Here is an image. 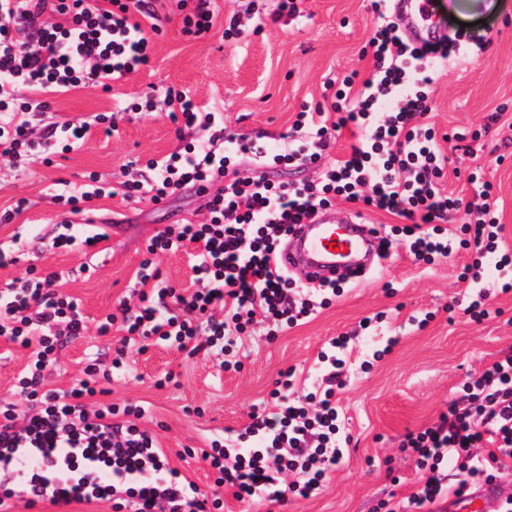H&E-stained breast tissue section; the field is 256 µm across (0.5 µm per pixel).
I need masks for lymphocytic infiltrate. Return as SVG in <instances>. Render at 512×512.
I'll return each mask as SVG.
<instances>
[{
	"label": "lymphocytic infiltrate",
	"mask_w": 512,
	"mask_h": 512,
	"mask_svg": "<svg viewBox=\"0 0 512 512\" xmlns=\"http://www.w3.org/2000/svg\"><path fill=\"white\" fill-rule=\"evenodd\" d=\"M388 2L371 0L378 25L368 43L370 76L346 75L330 105L298 112L292 127L300 137L283 149L270 152L249 135L229 131L222 112L199 107L182 91H150L128 105L131 113L151 112L164 102L172 121L189 129V140L162 160L124 169L116 185L89 173L81 193L64 189L55 201L79 214L102 197L159 204L189 187L205 197L209 219L167 227L147 247L153 257L191 247L194 290L184 295L164 285L159 272L138 273L137 304L121 302L119 315L101 321L100 335L117 323L123 344L164 341L190 357L204 351L221 358L257 327L272 338L315 315L342 294V286L294 290L274 256L295 225L335 197L403 218L416 260L429 264L458 247L474 250L469 307L481 316L488 298L480 284L483 262L501 274L512 270V252L500 248L493 186L482 182L478 202L464 205L441 191L447 158L434 127L421 117L436 81L435 61L448 53L435 44L412 47L388 20ZM168 14L179 18L189 36H206L216 21L213 0H0V156L15 162L37 149L66 153L92 126L108 135L116 131V115L98 113L37 133L30 116L50 105L30 93L110 90L112 82L149 65L152 36ZM348 126L360 130V138L345 159L322 166L319 181L268 178L270 167L322 165L336 132ZM243 164L250 175H240ZM459 210L467 236L456 243L443 222ZM60 279L56 272L29 273L0 289V337L30 351L19 380L27 412L0 404V512H13L19 500L29 507L46 500L59 506L108 501L112 512L220 508V500L193 496V483L171 467L155 435L141 427L142 406L97 401L99 380L125 371L122 357L113 358L106 371L100 359L86 361L69 388L49 387L58 350L87 329L78 302L58 289ZM347 344L343 335L330 339L329 351L318 355L321 380L306 394L289 397L293 374L285 372L269 393L274 411L253 413L236 438L214 439L202 449L217 485L231 488L236 499L271 503L321 487L346 456L336 438L335 395L344 385ZM400 449L415 457L422 475L407 503H395L391 512H426L448 496L495 480L512 462V352L466 381L462 396L449 401L431 426L408 433ZM451 467L465 472V479L449 484Z\"/></svg>",
	"instance_id": "1"
}]
</instances>
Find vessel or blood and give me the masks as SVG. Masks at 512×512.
I'll use <instances>...</instances> for the list:
<instances>
[{"mask_svg": "<svg viewBox=\"0 0 512 512\" xmlns=\"http://www.w3.org/2000/svg\"><path fill=\"white\" fill-rule=\"evenodd\" d=\"M429 6V0H390L391 13L403 20L410 41L437 38ZM278 261L288 270L301 272L309 283L338 280L376 263L374 235L362 220L320 210L296 227Z\"/></svg>", "mask_w": 512, "mask_h": 512, "instance_id": "b4317fda", "label": "vessel or blood"}]
</instances>
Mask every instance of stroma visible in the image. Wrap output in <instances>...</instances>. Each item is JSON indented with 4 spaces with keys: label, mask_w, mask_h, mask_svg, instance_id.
<instances>
[{
    "label": "stroma",
    "mask_w": 512,
    "mask_h": 512,
    "mask_svg": "<svg viewBox=\"0 0 512 512\" xmlns=\"http://www.w3.org/2000/svg\"><path fill=\"white\" fill-rule=\"evenodd\" d=\"M450 0H437L431 18L449 59L434 85L431 120L441 136L448 174L442 188L448 196L471 201L474 187L467 175L482 167L496 189V215L502 241L512 250V0H475V7L449 10ZM249 0H217L216 30L208 36L182 34L178 22L164 24L155 39L148 67L112 83L110 91L72 89L48 94V112L36 125L95 113L118 111L148 86L188 92L201 106H222L225 126L236 133L260 135L261 146H282L302 107L326 104L330 82L356 71L372 72L361 50L371 37L375 19L369 0H304L300 15L269 24L257 34L222 40L221 27L231 16H245ZM486 35L484 51L472 49L473 38ZM481 130L463 149L456 132ZM178 126L164 107L121 119L118 130L105 135L93 127L76 151L44 163L33 153L18 164L0 160V209L26 199L12 223H0V244L22 234L24 248L13 263L0 266V284L41 272H70L64 290L78 298L91 328L58 352L62 372L57 386H67L88 357L110 363L122 336L98 335L95 327L130 298L150 238L174 224L202 222L205 200L185 189L166 202H127L121 197L93 200L88 213L65 215L52 196L58 181L84 184L96 171L120 181L132 162L160 159L179 144ZM69 220L73 234L85 232L87 220L103 224L110 238L97 256L82 250H45L42 240L55 225ZM475 259L460 250L432 264L416 262L404 241H396L390 257L363 278L345 283L344 292L312 319L284 329L274 340L244 338L225 370L213 357H186L159 344L146 351L128 348L129 371L111 384V400L145 408L143 426L155 430L172 466L199 491L219 492L221 512H388L405 500L421 475L413 459L400 452L404 435L437 421L465 381L512 349V292L501 293L497 275H486L488 316L476 320L467 311L472 291L461 277ZM88 272H81L82 264ZM160 278L174 288H194L188 248L154 261ZM372 318L370 330L360 323ZM348 335L349 378L337 392L340 436L348 450L323 486L311 496L290 497L284 504H247L231 489H216L214 475L200 456L187 449L204 447L208 439L244 430L253 411L270 408L268 397L281 372L314 370L319 352L331 338ZM381 359H373L375 351ZM27 361L19 345L0 338V402L20 403L16 378Z\"/></svg>",
    "instance_id": "obj_1"
}]
</instances>
